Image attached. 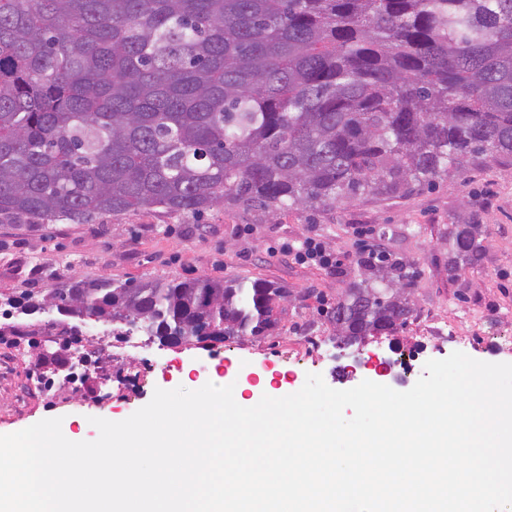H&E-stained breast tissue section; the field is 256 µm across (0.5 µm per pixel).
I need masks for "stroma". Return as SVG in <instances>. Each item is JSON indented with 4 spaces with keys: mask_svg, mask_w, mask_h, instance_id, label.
Wrapping results in <instances>:
<instances>
[{
    "mask_svg": "<svg viewBox=\"0 0 512 512\" xmlns=\"http://www.w3.org/2000/svg\"><path fill=\"white\" fill-rule=\"evenodd\" d=\"M486 197L492 205L485 210L480 203ZM354 224L372 226L375 241L414 273L406 292L413 320L395 335L371 336L341 348L325 312L349 282L367 272L358 240L349 232ZM454 224L480 225L486 249L477 265L452 279L448 229ZM315 232L339 253L340 272L270 258L269 247ZM63 276L263 279L285 289L287 296L268 336L206 348L163 346L152 338L146 349L128 352L120 361L114 347L130 327L86 321L80 343L92 350L95 368L80 391L64 389L50 398L34 389L35 378L57 372L55 358L73 362L72 350L57 343L59 315L51 308L24 315L4 299L46 291ZM432 311L447 316L461 344L442 346L423 338L416 319ZM10 323L27 325L30 336L21 356L0 345V434L58 417L66 438L92 440L98 431L91 418L124 420L149 403L155 389L194 390L209 382L254 386L268 372L285 396L300 390L310 373L321 374L339 390L374 379V372L362 366L372 358L392 361V372L382 382L398 391L416 383L428 360L455 350L480 361L512 363V347L501 343L512 335V158L486 153L461 172L411 194L361 197L323 210L271 216L219 206L198 218L153 210L105 215L88 224L30 219L19 227H0V326ZM311 331L322 336L320 346L300 343V336Z\"/></svg>",
    "mask_w": 512,
    "mask_h": 512,
    "instance_id": "stroma-1",
    "label": "stroma"
}]
</instances>
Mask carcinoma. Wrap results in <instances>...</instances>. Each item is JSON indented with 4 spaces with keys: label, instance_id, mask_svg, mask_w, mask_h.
Masks as SVG:
<instances>
[{
    "label": "carcinoma",
    "instance_id": "carcinoma-1",
    "mask_svg": "<svg viewBox=\"0 0 512 512\" xmlns=\"http://www.w3.org/2000/svg\"><path fill=\"white\" fill-rule=\"evenodd\" d=\"M512 156V0H0V223L325 209ZM448 232V276L485 249ZM383 276L326 311L347 346L404 329ZM264 280H71L40 302L163 345L259 338Z\"/></svg>",
    "mask_w": 512,
    "mask_h": 512
}]
</instances>
